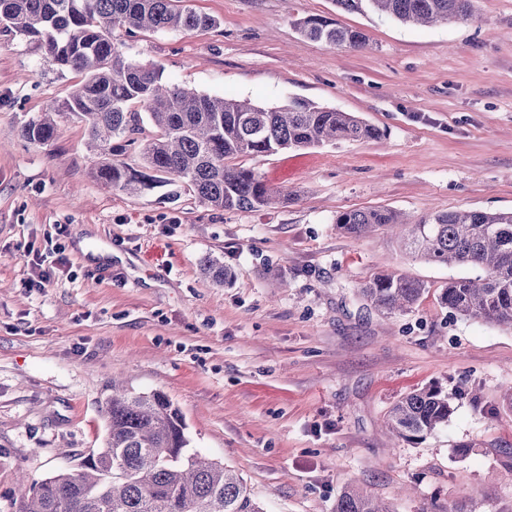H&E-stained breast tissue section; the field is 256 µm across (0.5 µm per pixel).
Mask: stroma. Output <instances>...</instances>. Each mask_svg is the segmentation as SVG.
<instances>
[{"label":"stroma","instance_id":"stroma-1","mask_svg":"<svg viewBox=\"0 0 512 512\" xmlns=\"http://www.w3.org/2000/svg\"><path fill=\"white\" fill-rule=\"evenodd\" d=\"M218 28L114 29L164 80L261 103L351 112L382 138L244 157L294 199L218 211L181 182L148 194L102 186L84 123L56 139L19 130L82 80L36 43L0 32V512L18 477L76 467L105 436L112 380L164 392L193 450L232 467L264 512H334L349 488L393 512L479 505L512 512V329L455 315L440 295L467 266L428 263L390 231L360 238L339 212L512 210V0L418 28L333 0H190ZM330 15L366 45L303 38ZM61 259L29 288L31 258ZM231 271L204 278V259ZM399 269L423 281L389 318L359 288ZM453 398L447 426L391 443V405L416 388Z\"/></svg>","mask_w":512,"mask_h":512}]
</instances>
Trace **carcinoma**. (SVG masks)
<instances>
[{"label":"carcinoma","mask_w":512,"mask_h":512,"mask_svg":"<svg viewBox=\"0 0 512 512\" xmlns=\"http://www.w3.org/2000/svg\"><path fill=\"white\" fill-rule=\"evenodd\" d=\"M338 8H365L409 26H430L471 14L473 0H334ZM217 20L184 0H0V28L44 47L62 70L83 75L62 103L51 101L20 130L31 143L55 139L53 116L69 112L87 127L93 152L91 173L101 184L146 193L174 179L215 210H261L288 200L251 168L243 156L276 154L336 142L380 137V130L349 112L302 99L258 104L234 95L210 96L169 85L150 63L138 61L112 41V30L191 32L217 27ZM304 38L357 49L363 32L326 16L296 20ZM140 105L143 112L134 109ZM156 135L142 138L144 123ZM139 152L141 168L123 160ZM350 237L379 228L401 237L415 257L476 270L448 281L442 303L455 313L512 328V211L434 212L412 224L394 210L374 208L336 214ZM204 276L216 285L230 279L224 265L206 261ZM426 284L391 271L373 277L359 294L387 317L405 315ZM454 407L434 387L416 389L390 409L387 428L406 442L421 440L448 424ZM103 413V447L78 468L31 483L32 492L14 503L15 512H263L242 478L224 464L189 450L186 424L165 393L132 391L116 382ZM336 512H393L357 490L345 491Z\"/></svg>","instance_id":"1"}]
</instances>
